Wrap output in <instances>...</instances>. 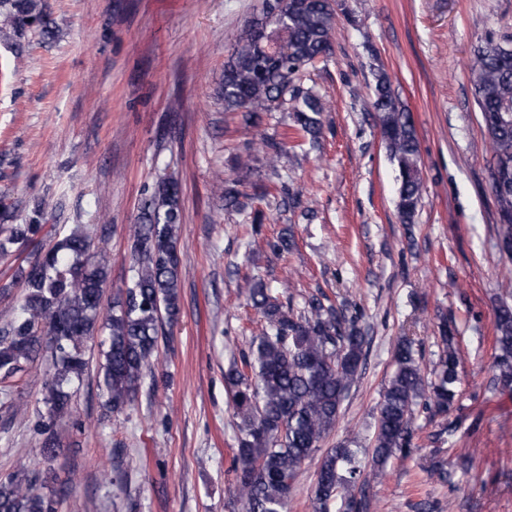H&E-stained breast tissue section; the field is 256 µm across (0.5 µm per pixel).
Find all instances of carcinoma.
<instances>
[{
	"label": "carcinoma",
	"mask_w": 512,
	"mask_h": 512,
	"mask_svg": "<svg viewBox=\"0 0 512 512\" xmlns=\"http://www.w3.org/2000/svg\"><path fill=\"white\" fill-rule=\"evenodd\" d=\"M336 24L335 0H262L224 62L218 90L224 111L240 112L251 122L261 112H289L291 124L283 138L265 140L274 160L286 149L308 142L316 146L321 114L328 102L304 86V71L329 58ZM49 33L43 0H0V42H13L27 29ZM374 109L381 139L398 170L397 210L411 224L421 206L424 183L420 143L411 116L399 103L386 72L374 74ZM470 82L482 124L491 141L490 190L499 220H507L501 249L512 251V50L486 38L475 50ZM281 202L300 210L310 221L315 211L304 204L303 189L281 186ZM215 194L224 207L237 212L271 195L263 186L250 195L238 181H217ZM43 209L26 224H11L8 205H0V257L14 246L31 243L43 228ZM182 224L180 196L173 183L160 181L141 198L132 226V277L117 290L112 314L100 321L104 287L111 260L83 224L58 239L34 260L18 266L13 284L21 288L15 315L0 325V417L8 422L17 412L24 378L44 357L51 360L43 385L44 421L39 428L42 455H55L56 422L71 415L73 389L89 370L86 344L103 333L101 390L104 407L115 413L130 405L158 351L163 321L172 324L180 311L183 266L178 253ZM264 324L253 337L250 354L233 363L225 378L233 386L232 407L239 419L235 494L243 512H287L288 501L303 466L320 450L338 425L341 407L365 365L369 340L358 326L359 313L325 305L311 297L302 309L283 304L259 280L242 286ZM442 353L425 375L414 338L401 336L393 351L395 369L376 409L373 473L362 466L355 441L347 440L321 457L314 487L315 512H368L365 488L383 465L412 448L416 412L446 417L458 397L459 352L456 336L444 320L439 326ZM495 381L512 385V304L502 303L494 322ZM430 476L450 480L447 462L433 456ZM38 472L21 463L0 476V512H58L60 500L42 494Z\"/></svg>",
	"instance_id": "carcinoma-1"
}]
</instances>
